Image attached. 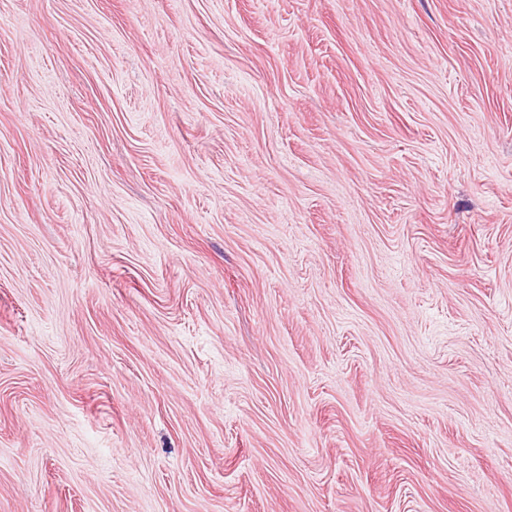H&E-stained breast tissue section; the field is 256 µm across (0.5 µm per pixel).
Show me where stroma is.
<instances>
[{
	"mask_svg": "<svg viewBox=\"0 0 512 512\" xmlns=\"http://www.w3.org/2000/svg\"><path fill=\"white\" fill-rule=\"evenodd\" d=\"M0 512H512V0H0Z\"/></svg>",
	"mask_w": 512,
	"mask_h": 512,
	"instance_id": "1",
	"label": "stroma"
}]
</instances>
